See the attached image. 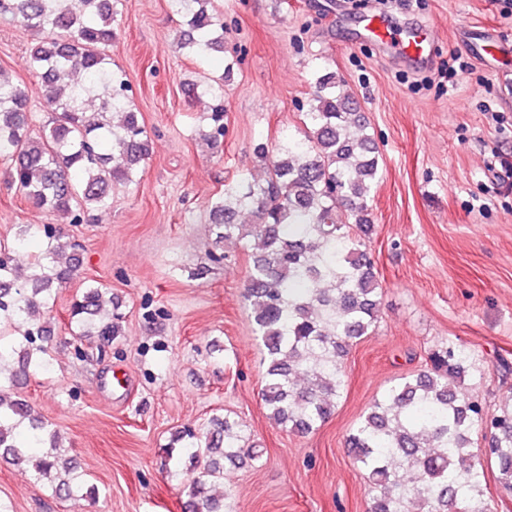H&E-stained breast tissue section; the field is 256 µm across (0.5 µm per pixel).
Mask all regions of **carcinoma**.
I'll return each instance as SVG.
<instances>
[{
    "label": "carcinoma",
    "mask_w": 512,
    "mask_h": 512,
    "mask_svg": "<svg viewBox=\"0 0 512 512\" xmlns=\"http://www.w3.org/2000/svg\"><path fill=\"white\" fill-rule=\"evenodd\" d=\"M213 0H169L182 18L178 45L198 59L224 51V16ZM119 0H0V19L35 34L28 67L36 82L13 81L0 71V163L10 184L32 206L71 224L93 220L109 208L111 189L140 183L151 156L129 85L112 69L107 48ZM315 71L304 129L254 154L265 178L224 185L211 204V223L224 241L250 251L243 298L266 356L262 401L278 428L308 433L333 413L345 387L344 359L370 335L379 319L382 285L369 242L374 221L368 201L377 185L378 151L361 124L356 99L339 89L331 71ZM188 98L209 99L205 139L224 140V88L199 84ZM53 112L31 129L32 98ZM250 214L249 224L238 222ZM31 237L44 249L28 267L13 252ZM71 248L53 224L23 225L11 244H0V457L31 467L55 484V495L84 496V485L55 435L10 388L29 374L51 369L42 344L50 330L40 316L55 301L73 267L61 264ZM103 288L82 291L71 311L70 335L103 343L119 334V316H100ZM430 366L399 379L374 399L347 446L367 471L369 512H489L480 452L494 459L501 488L512 492V405L493 412L465 390V349L434 350ZM488 439L474 448V434ZM177 463L199 469L183 484L184 512H233L228 495L211 494L224 462L259 451L248 447L238 422L214 419V428L177 434Z\"/></svg>",
    "instance_id": "cac0c4a2"
}]
</instances>
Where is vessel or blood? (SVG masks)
Wrapping results in <instances>:
<instances>
[{
	"label": "vessel or blood",
	"mask_w": 512,
	"mask_h": 512,
	"mask_svg": "<svg viewBox=\"0 0 512 512\" xmlns=\"http://www.w3.org/2000/svg\"><path fill=\"white\" fill-rule=\"evenodd\" d=\"M360 38L373 40L389 49L396 58L418 69L433 70L434 30L421 22L394 27L382 13L363 16L358 23Z\"/></svg>",
	"instance_id": "obj_1"
}]
</instances>
